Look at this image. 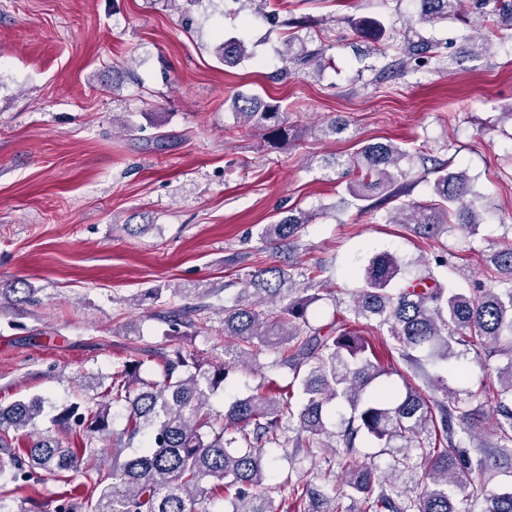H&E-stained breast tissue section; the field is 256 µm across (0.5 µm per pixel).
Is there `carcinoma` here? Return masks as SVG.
<instances>
[{"label": "carcinoma", "mask_w": 512, "mask_h": 512, "mask_svg": "<svg viewBox=\"0 0 512 512\" xmlns=\"http://www.w3.org/2000/svg\"><path fill=\"white\" fill-rule=\"evenodd\" d=\"M418 22L433 25L461 15L463 0H420ZM477 15L496 17L512 27V0H474ZM217 53L226 65L248 56L246 42L230 37ZM406 56L432 57L425 40L402 48ZM317 52L290 37L282 51L283 72L290 65L307 67ZM236 127L263 131L288 145L287 117L280 103L258 95H235L229 104ZM407 152L395 143H367L334 167L356 169L346 185L355 200L376 198L380 207L407 193L403 167ZM433 195L425 203L402 202L393 208L394 223L412 224L426 239H438L453 228L470 231L484 222L486 196L474 190L462 171L434 168ZM456 224H451V218ZM312 221V214L291 210L264 229L271 241H287ZM487 262L496 284L474 294L448 287L436 261L405 284L402 266L390 253L372 256L361 273L362 285L351 293L349 310L357 318L378 320L395 341L394 350L410 369L423 365L416 353H427L435 372L429 383L442 393L434 398L410 384L405 391L385 389L386 374L368 339L343 320L313 328L307 318L311 298L301 296L293 275L282 268L254 270L243 288L224 307V363L205 365L181 350L160 355L152 377L140 376L143 361L129 358L113 368L110 386L81 402L53 407L50 427L40 430L46 400L0 404V480L27 482L49 476L68 483L67 473L85 482L56 492L54 512H274L269 492L282 476L280 457L267 452L281 447L285 425H295L293 455L310 460L312 469L328 465L324 481L312 477L292 485L285 512H339L336 476L326 449H343L341 480L349 512H458L453 491L472 476L487 482L492 473L512 469V245L493 251ZM272 305L264 311L261 306ZM190 309L177 307L163 315L171 326H193ZM468 346L490 359L506 355L498 370L492 427L499 439L490 452L474 447L477 410L462 408L463 399L448 387V360L454 346ZM286 351L280 362L291 380L271 379L262 390L234 400L220 414L210 400L229 375L228 364L258 361L263 352ZM350 409L336 430L326 424L328 405ZM125 403V425L114 428L112 409ZM24 433L27 445L14 448L9 432ZM77 445L65 447L61 435ZM370 441L397 455L394 467L411 473L416 488L405 499L396 480L359 466L350 457L357 444ZM139 451L126 455L128 448ZM112 449V457L105 449ZM111 459L108 467L101 462ZM482 512H512V487L484 491Z\"/></svg>", "instance_id": "carcinoma-1"}]
</instances>
